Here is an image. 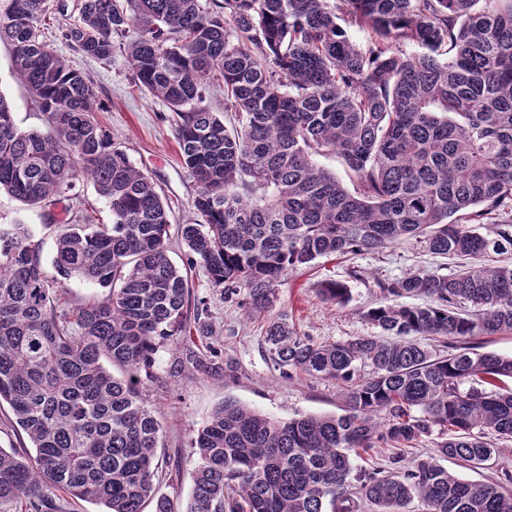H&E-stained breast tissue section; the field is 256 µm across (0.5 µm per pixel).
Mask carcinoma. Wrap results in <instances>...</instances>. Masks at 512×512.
I'll use <instances>...</instances> for the list:
<instances>
[{"label": "carcinoma", "instance_id": "cac0c4a2", "mask_svg": "<svg viewBox=\"0 0 512 512\" xmlns=\"http://www.w3.org/2000/svg\"><path fill=\"white\" fill-rule=\"evenodd\" d=\"M47 11L0 0V42L46 125L19 129L0 94V192L39 207L83 177L111 222L58 225L54 276L32 225L0 224V408L34 448H0V504L53 512L63 492L101 512H406L416 498L425 512H512L511 472L473 482L437 462L475 471L512 454V356L483 351L512 332V266L486 264L379 283L385 303L366 312L379 336L323 343L271 322L274 368L336 381L345 413L279 421L226 399L192 441L186 509L156 494L162 424L143 378L164 343L211 331L167 257V204L97 120L92 80L42 40ZM117 37L134 80L176 115L198 217L177 237L224 298L260 313L288 273L408 239L438 255L512 250V0H81L62 29L102 61ZM210 83L231 131L204 105ZM326 154L354 190L319 165ZM72 279L105 294L73 307ZM320 292L348 296L335 280ZM416 296L430 303L400 302ZM206 350L189 355L197 368L230 370ZM435 431V458L354 466L374 448L398 450L396 466Z\"/></svg>", "mask_w": 512, "mask_h": 512}]
</instances>
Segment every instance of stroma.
Returning <instances> with one entry per match:
<instances>
[{"label":"stroma","mask_w":512,"mask_h":512,"mask_svg":"<svg viewBox=\"0 0 512 512\" xmlns=\"http://www.w3.org/2000/svg\"><path fill=\"white\" fill-rule=\"evenodd\" d=\"M78 3L49 0L43 30L46 45L90 77L102 106L97 114L99 122L132 164L154 180L170 207L171 223L193 221L197 185L180 160L166 105L135 85L123 52H115L111 61H101L74 50L62 39V28L78 15ZM12 57L10 44L0 42V93L9 100L19 128L43 129V115L33 95L14 76ZM81 205L97 223L110 222L111 215L92 183L82 179L77 181L72 197L47 207L31 208L1 193L0 224L20 220L33 225L42 240L43 260L48 263L54 254L55 225L73 223ZM459 264V259L430 254L412 241L379 252L320 258L310 267L282 277L276 285L275 303L258 316L211 288L202 268L189 269L194 296L205 302V320L213 334L197 341L191 350L183 344H164L144 384V399L164 426L157 449L159 494L184 512L192 496L189 473L196 463L191 440L223 399L237 400L284 421L308 414L343 413L345 399L335 381L301 375L288 378L274 369L264 343V331L271 321L287 315L301 335L318 342L375 336L379 330L367 321L365 313L382 300L380 282L419 269L448 275ZM329 279L347 287L346 304H335L320 294L321 282ZM209 345L220 350L221 360L232 362V372L208 375L196 369L189 359L190 351L201 352Z\"/></svg>","instance_id":"1"}]
</instances>
